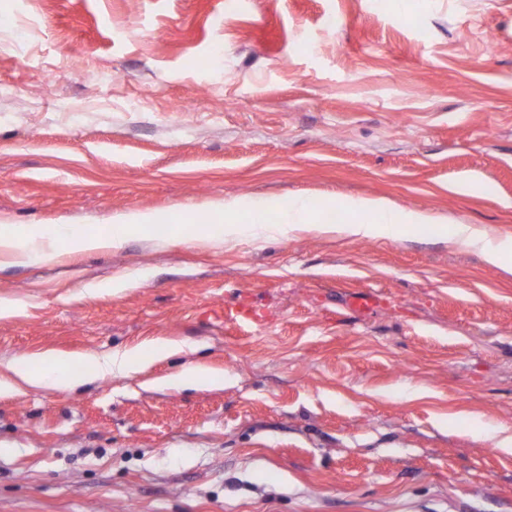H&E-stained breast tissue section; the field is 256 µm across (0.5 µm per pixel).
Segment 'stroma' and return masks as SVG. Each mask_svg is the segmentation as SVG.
Segmentation results:
<instances>
[{
	"instance_id": "stroma-1",
	"label": "stroma",
	"mask_w": 512,
	"mask_h": 512,
	"mask_svg": "<svg viewBox=\"0 0 512 512\" xmlns=\"http://www.w3.org/2000/svg\"><path fill=\"white\" fill-rule=\"evenodd\" d=\"M0 15V227L353 198L512 237V0ZM274 218L289 232L0 255L1 378L46 351L150 358L0 395V512H512V275L429 226ZM368 290L379 308H349ZM159 340L182 349L155 358ZM197 363L223 384L157 386Z\"/></svg>"
}]
</instances>
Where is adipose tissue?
Segmentation results:
<instances>
[{"label": "adipose tissue", "mask_w": 512, "mask_h": 512, "mask_svg": "<svg viewBox=\"0 0 512 512\" xmlns=\"http://www.w3.org/2000/svg\"><path fill=\"white\" fill-rule=\"evenodd\" d=\"M337 206L346 215L343 223L320 224L318 216L303 200L289 202L288 207L302 215L309 227H321L326 233H339L352 238H402L415 234L427 216L394 208L376 200H341ZM117 231L108 235L96 231L94 225L27 224L13 230L10 238L0 240V252L20 263L48 261L57 257L60 249L73 252L104 251L124 242L130 233L166 231L169 241L184 242L185 226L195 229L199 239L217 242L243 237L262 238L281 233L278 224H259L254 220L250 201L237 200L217 209L186 214L180 209L164 213L132 212L115 217ZM449 245L480 250L485 261L512 274V238L497 237L485 228L473 224H444L440 227ZM11 378L0 380V394L16 391L18 383L34 387L72 389L80 385L81 373L66 355L47 351L38 357H20L10 365Z\"/></svg>", "instance_id": "ef3b65f1"}]
</instances>
